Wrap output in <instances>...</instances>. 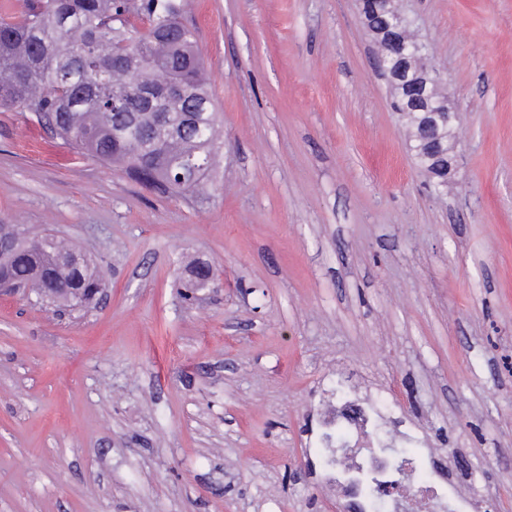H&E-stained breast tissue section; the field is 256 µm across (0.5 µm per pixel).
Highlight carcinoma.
Listing matches in <instances>:
<instances>
[{"label":"carcinoma","mask_w":512,"mask_h":512,"mask_svg":"<svg viewBox=\"0 0 512 512\" xmlns=\"http://www.w3.org/2000/svg\"><path fill=\"white\" fill-rule=\"evenodd\" d=\"M182 12L183 0H20L19 15L0 13V109L35 114L53 137L146 187L200 192L198 172L182 170L172 186L167 176L172 159L197 150L214 163L221 121ZM158 67L191 103L154 85ZM69 249L52 234L30 239L0 277L61 300L73 288L107 287L90 258L60 260ZM368 500L369 512H389L380 484L368 486Z\"/></svg>","instance_id":"1"}]
</instances>
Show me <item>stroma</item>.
<instances>
[{
  "label": "stroma",
  "mask_w": 512,
  "mask_h": 512,
  "mask_svg": "<svg viewBox=\"0 0 512 512\" xmlns=\"http://www.w3.org/2000/svg\"><path fill=\"white\" fill-rule=\"evenodd\" d=\"M399 5L461 111L439 194L356 0H185L223 113L205 196L0 112V223L109 283L0 296V512H336L318 410L349 379L433 484L512 512V0Z\"/></svg>",
  "instance_id": "1"
}]
</instances>
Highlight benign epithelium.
<instances>
[{
    "mask_svg": "<svg viewBox=\"0 0 512 512\" xmlns=\"http://www.w3.org/2000/svg\"><path fill=\"white\" fill-rule=\"evenodd\" d=\"M357 10L364 27L383 43L375 59L376 70L384 73L404 97L407 110L421 115L415 151L427 160L431 175L451 173L458 157L459 110L450 96L430 93L431 87L440 82V74L426 42L405 37L410 18L394 0H357ZM26 234L19 224H0V241L14 244Z\"/></svg>",
    "mask_w": 512,
    "mask_h": 512,
    "instance_id": "benign-epithelium-1",
    "label": "benign epithelium"
}]
</instances>
